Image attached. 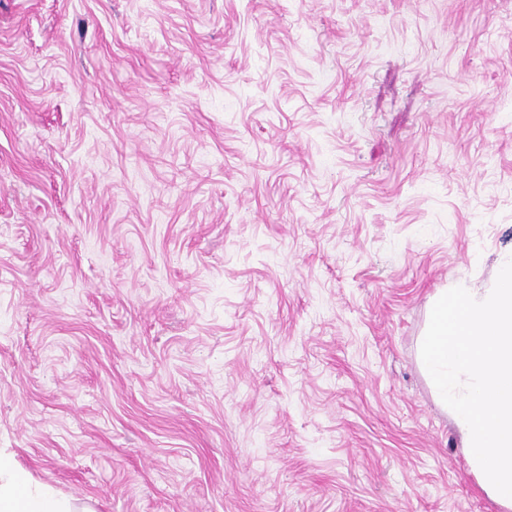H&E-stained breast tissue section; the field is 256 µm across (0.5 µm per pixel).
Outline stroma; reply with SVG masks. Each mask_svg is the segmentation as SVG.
I'll return each mask as SVG.
<instances>
[{
  "instance_id": "stroma-1",
  "label": "stroma",
  "mask_w": 512,
  "mask_h": 512,
  "mask_svg": "<svg viewBox=\"0 0 512 512\" xmlns=\"http://www.w3.org/2000/svg\"><path fill=\"white\" fill-rule=\"evenodd\" d=\"M512 252V0H0V453L74 512H506L419 358Z\"/></svg>"
}]
</instances>
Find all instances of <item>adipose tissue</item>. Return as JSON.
<instances>
[{
  "label": "adipose tissue",
  "instance_id": "1",
  "mask_svg": "<svg viewBox=\"0 0 512 512\" xmlns=\"http://www.w3.org/2000/svg\"><path fill=\"white\" fill-rule=\"evenodd\" d=\"M0 512H73L69 500L37 484L12 459L0 454Z\"/></svg>",
  "mask_w": 512,
  "mask_h": 512
}]
</instances>
